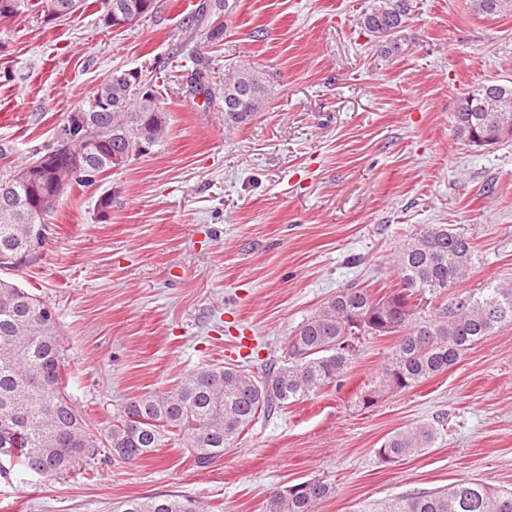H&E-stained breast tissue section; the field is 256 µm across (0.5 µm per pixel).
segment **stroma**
Listing matches in <instances>:
<instances>
[{"instance_id":"obj_1","label":"stroma","mask_w":512,"mask_h":512,"mask_svg":"<svg viewBox=\"0 0 512 512\" xmlns=\"http://www.w3.org/2000/svg\"><path fill=\"white\" fill-rule=\"evenodd\" d=\"M200 2L158 0L119 30L91 8L48 20L47 0L0 22V71L13 75L0 82V145L15 161L51 142L113 69H158L168 82L162 146L67 191L45 243L0 269L55 310L66 391L98 432L129 398L199 368L262 375L340 289L392 290L394 253L423 225L475 243L459 291L512 282V138L477 148L454 134L465 93L512 81V13L413 0L393 51L359 25L369 0H236L218 43L187 23ZM195 53L219 79L229 65L261 71L264 110L226 131L222 110L187 85ZM392 344L363 341L341 385L260 417L208 467L174 444L134 465L100 453L89 474L17 470L0 476V512H116L163 494L201 512H266L273 489L314 477L335 487L317 512L467 479L512 489V322L448 372L363 406ZM441 417L447 429L426 453L379 457L394 431Z\"/></svg>"}]
</instances>
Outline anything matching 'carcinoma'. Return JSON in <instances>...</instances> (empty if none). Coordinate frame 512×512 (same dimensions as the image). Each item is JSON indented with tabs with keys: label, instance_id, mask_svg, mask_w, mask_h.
<instances>
[{
	"label": "carcinoma",
	"instance_id": "1",
	"mask_svg": "<svg viewBox=\"0 0 512 512\" xmlns=\"http://www.w3.org/2000/svg\"><path fill=\"white\" fill-rule=\"evenodd\" d=\"M138 0H94L104 28L105 4L127 10ZM484 17L512 10V0H473ZM413 0H370L360 24L395 47L393 38L412 12ZM229 0H208L199 9L208 38L224 39ZM211 63L198 60L189 83L207 103H224V128L251 122L267 102L262 73L237 66L212 80ZM167 84L152 80L137 90L135 71L110 74L85 106L67 116L66 141L55 138L44 149L54 163L57 185L89 187L112 176V158L128 140L162 144L167 130L163 104ZM494 133L512 136V84L482 83L460 99L455 135L473 146ZM27 165H15L0 149V181L13 180L19 204L0 206V267L22 266L33 246L45 239V217L54 208L29 209L37 194L24 178ZM477 261L471 239L446 224H427L411 234L394 256L399 287L382 295L356 286L343 288L317 307L288 340V359L263 376L232 367H203L178 387L129 399L104 437L88 430L62 387L65 364L55 311L16 284L0 280V475L14 469L43 477L91 465L100 443L114 457L136 463L174 441L190 448L196 467L205 468L260 415L285 408L339 380L368 337L394 338L389 363L362 397L370 406L384 391L406 389L441 375L463 353L497 326L512 322V284L490 282L460 294L452 289ZM439 428L422 424L397 431L378 448L386 462L419 455L438 438ZM334 487L309 479L271 493L267 512H316ZM121 512H200L180 495L131 498ZM374 512H512V491L461 481L435 491L399 496L375 505Z\"/></svg>",
	"mask_w": 512,
	"mask_h": 512
}]
</instances>
